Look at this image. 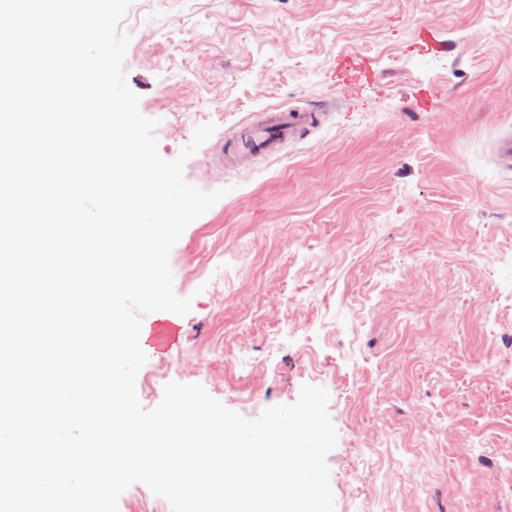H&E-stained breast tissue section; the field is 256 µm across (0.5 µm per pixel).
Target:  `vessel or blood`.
<instances>
[{
    "label": "vessel or blood",
    "instance_id": "b4317fda",
    "mask_svg": "<svg viewBox=\"0 0 512 512\" xmlns=\"http://www.w3.org/2000/svg\"><path fill=\"white\" fill-rule=\"evenodd\" d=\"M321 122L322 115L318 112L278 110L265 120L243 127L237 134V140L245 155L273 156ZM494 156L498 167L512 172V130L497 138ZM179 334L180 327L174 319L159 317L146 327L144 344L160 350L171 345Z\"/></svg>",
    "mask_w": 512,
    "mask_h": 512
}]
</instances>
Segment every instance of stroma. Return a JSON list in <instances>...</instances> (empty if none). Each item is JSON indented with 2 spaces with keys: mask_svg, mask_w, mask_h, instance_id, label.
I'll use <instances>...</instances> for the list:
<instances>
[{
  "mask_svg": "<svg viewBox=\"0 0 512 512\" xmlns=\"http://www.w3.org/2000/svg\"><path fill=\"white\" fill-rule=\"evenodd\" d=\"M160 155L225 196L169 262L182 334L144 408L201 384L248 419L324 387L335 512H512V0H131ZM320 128L229 166L271 108ZM494 156L498 167L512 172V130L497 138L494 143Z\"/></svg>",
  "mask_w": 512,
  "mask_h": 512,
  "instance_id": "stroma-1",
  "label": "stroma"
}]
</instances>
